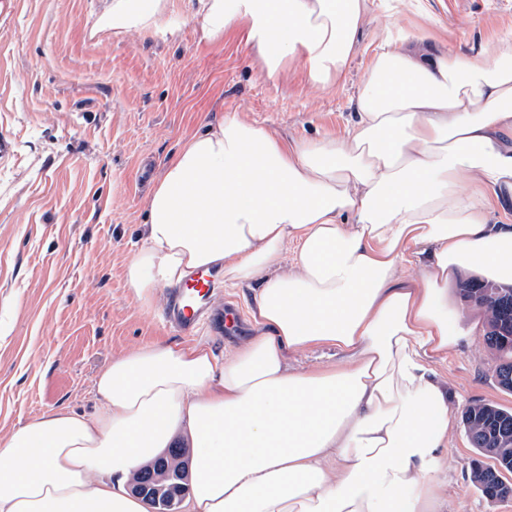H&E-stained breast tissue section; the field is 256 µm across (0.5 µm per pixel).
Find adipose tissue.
Masks as SVG:
<instances>
[{"instance_id": "1", "label": "adipose tissue", "mask_w": 512, "mask_h": 512, "mask_svg": "<svg viewBox=\"0 0 512 512\" xmlns=\"http://www.w3.org/2000/svg\"><path fill=\"white\" fill-rule=\"evenodd\" d=\"M166 0H109L97 26L158 25ZM367 0H196L201 39L245 28L267 77L335 88ZM340 139L287 141L238 113L188 138L148 201L125 272L140 301L213 268L253 285L254 336L218 358L159 344L98 375L103 410L34 418L0 444V512H150L130 476L176 436L185 512H446L448 389L463 337L449 284L512 287V41L492 60L397 27ZM295 267L286 269V244ZM336 348L308 371L289 355Z\"/></svg>"}]
</instances>
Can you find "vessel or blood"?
Wrapping results in <instances>:
<instances>
[{
    "label": "vessel or blood",
    "mask_w": 512,
    "mask_h": 512,
    "mask_svg": "<svg viewBox=\"0 0 512 512\" xmlns=\"http://www.w3.org/2000/svg\"><path fill=\"white\" fill-rule=\"evenodd\" d=\"M217 279L216 272L194 270L181 283L167 291L164 315L177 333L183 336L194 335L200 322L210 316Z\"/></svg>",
    "instance_id": "obj_1"
}]
</instances>
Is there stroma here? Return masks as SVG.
<instances>
[{"label": "stroma", "instance_id": "stroma-1", "mask_svg": "<svg viewBox=\"0 0 512 512\" xmlns=\"http://www.w3.org/2000/svg\"><path fill=\"white\" fill-rule=\"evenodd\" d=\"M192 3L168 0L163 22L129 33L95 31L104 0L0 11V440L53 411L101 412L99 372L136 348L199 340L224 357L254 334L249 287H220L231 324L191 337L163 322V291L143 303L127 284L150 191L183 140L227 112L289 140L340 138L394 25L472 57L512 34V0H371L343 79L323 91L298 63L262 75L244 30L202 41ZM496 364L479 331L433 363L453 397L448 512H512L476 488L462 424L475 402L512 409Z\"/></svg>", "mask_w": 512, "mask_h": 512}]
</instances>
